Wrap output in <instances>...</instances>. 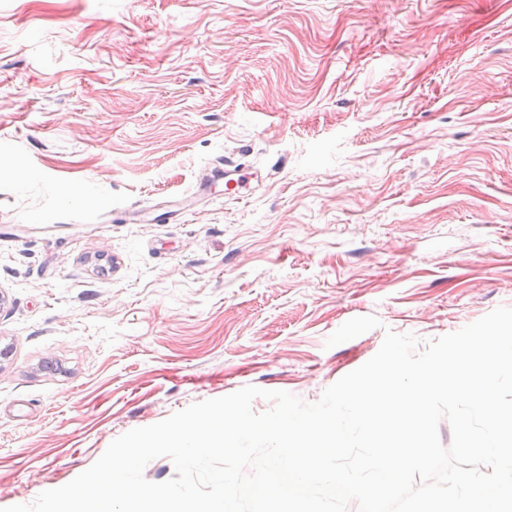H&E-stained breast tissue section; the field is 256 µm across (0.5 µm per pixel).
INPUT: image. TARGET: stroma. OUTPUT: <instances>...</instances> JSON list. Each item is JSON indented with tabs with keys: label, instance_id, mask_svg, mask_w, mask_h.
<instances>
[{
	"label": "stroma",
	"instance_id": "obj_1",
	"mask_svg": "<svg viewBox=\"0 0 512 512\" xmlns=\"http://www.w3.org/2000/svg\"><path fill=\"white\" fill-rule=\"evenodd\" d=\"M0 294V507L512 308V0H0ZM258 179L255 173L245 171L243 164H234L232 161L225 162L224 171L218 170L210 176L202 179L196 186V193L201 195L211 190L213 184L224 179L225 191L228 193H237L239 188L246 187L250 179Z\"/></svg>",
	"mask_w": 512,
	"mask_h": 512
}]
</instances>
